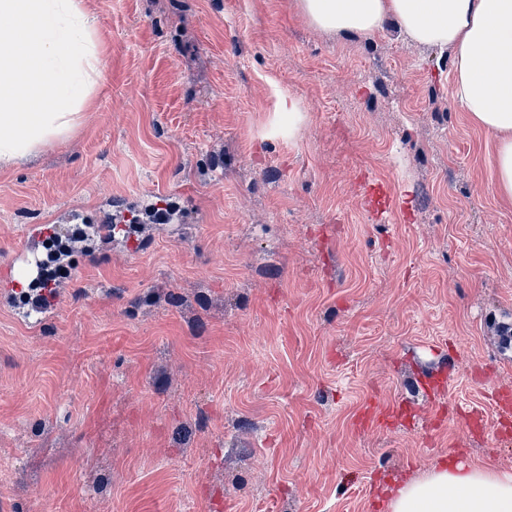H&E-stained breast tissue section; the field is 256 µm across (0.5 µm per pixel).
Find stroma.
<instances>
[{
    "label": "stroma",
    "mask_w": 512,
    "mask_h": 512,
    "mask_svg": "<svg viewBox=\"0 0 512 512\" xmlns=\"http://www.w3.org/2000/svg\"><path fill=\"white\" fill-rule=\"evenodd\" d=\"M83 5L103 89L0 169V266L27 268V225L97 230L57 311L0 305V512H384L459 453L512 471L488 401L512 383V206L449 56L317 29L296 0ZM135 199L173 220L99 233ZM446 366L427 427H358L372 402L426 406ZM452 382V376L450 373V366H448V377L443 373L442 375H435L432 379L425 378L424 383H421L422 386L427 385L430 402H431V410L428 414H423L421 410L418 411V418L424 421L429 418L433 413V408L436 406V402L441 399L447 392V388H449Z\"/></svg>",
    "instance_id": "stroma-1"
}]
</instances>
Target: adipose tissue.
<instances>
[{
  "label": "adipose tissue",
  "instance_id": "1",
  "mask_svg": "<svg viewBox=\"0 0 512 512\" xmlns=\"http://www.w3.org/2000/svg\"><path fill=\"white\" fill-rule=\"evenodd\" d=\"M314 27L373 34L392 21L448 52L452 96L496 137L493 187L512 205V0H297ZM96 20L81 0H0V168L66 139L103 82ZM387 512H512V472L441 463L394 489Z\"/></svg>",
  "mask_w": 512,
  "mask_h": 512
}]
</instances>
